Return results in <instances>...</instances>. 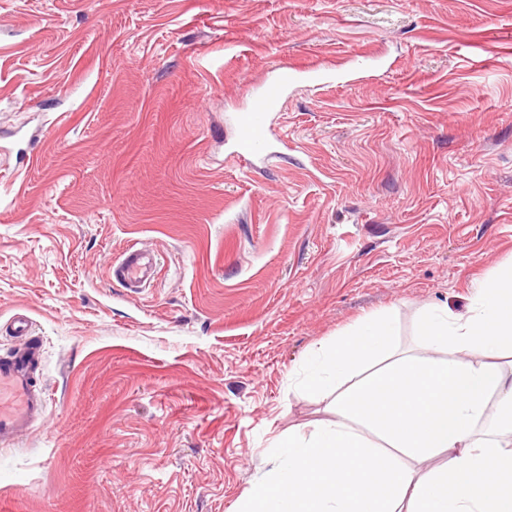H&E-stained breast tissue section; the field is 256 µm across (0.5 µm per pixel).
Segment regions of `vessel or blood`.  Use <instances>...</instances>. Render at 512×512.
<instances>
[{
	"mask_svg": "<svg viewBox=\"0 0 512 512\" xmlns=\"http://www.w3.org/2000/svg\"><path fill=\"white\" fill-rule=\"evenodd\" d=\"M299 76L277 66L247 91L242 104L229 117L232 154L248 162L278 157L282 139L275 128V117ZM155 264L153 252L132 247L113 266L112 274L139 288L149 282ZM13 329L20 343L0 356V446L22 439L46 418L45 398L34 381L42 343L34 336L26 315H14Z\"/></svg>",
	"mask_w": 512,
	"mask_h": 512,
	"instance_id": "b4317fda",
	"label": "vessel or blood"
}]
</instances>
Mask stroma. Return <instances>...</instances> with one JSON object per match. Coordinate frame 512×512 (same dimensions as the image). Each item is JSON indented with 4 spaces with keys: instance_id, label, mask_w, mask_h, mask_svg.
<instances>
[{
    "instance_id": "35a3bbf8",
    "label": "stroma",
    "mask_w": 512,
    "mask_h": 512,
    "mask_svg": "<svg viewBox=\"0 0 512 512\" xmlns=\"http://www.w3.org/2000/svg\"><path fill=\"white\" fill-rule=\"evenodd\" d=\"M371 59L296 84L287 156L228 157L270 68ZM510 261L512 0H0V355L26 314L47 407L0 512H236L330 417L314 349L390 313L423 353V309ZM155 264L156 256L153 252L132 246L113 266L112 274L116 279L139 288L150 281Z\"/></svg>"
}]
</instances>
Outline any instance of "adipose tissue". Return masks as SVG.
I'll return each instance as SVG.
<instances>
[{
    "label": "adipose tissue",
    "instance_id": "obj_1",
    "mask_svg": "<svg viewBox=\"0 0 512 512\" xmlns=\"http://www.w3.org/2000/svg\"><path fill=\"white\" fill-rule=\"evenodd\" d=\"M419 331L422 355L389 314L313 351L300 384L332 418L281 437L237 512H512V263Z\"/></svg>",
    "mask_w": 512,
    "mask_h": 512
}]
</instances>
